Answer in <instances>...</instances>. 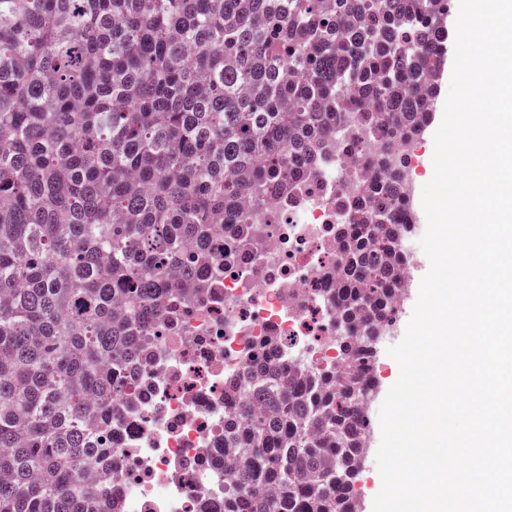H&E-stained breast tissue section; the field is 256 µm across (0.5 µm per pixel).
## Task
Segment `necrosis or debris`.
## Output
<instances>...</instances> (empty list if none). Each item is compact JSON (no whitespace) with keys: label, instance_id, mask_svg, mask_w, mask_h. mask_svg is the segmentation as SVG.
Instances as JSON below:
<instances>
[{"label":"necrosis or debris","instance_id":"1","mask_svg":"<svg viewBox=\"0 0 512 512\" xmlns=\"http://www.w3.org/2000/svg\"><path fill=\"white\" fill-rule=\"evenodd\" d=\"M419 147L413 138L385 144L349 117L317 165L273 188L248 223L225 222L223 236L210 239L212 287L165 308L127 376L132 399L113 405V453L94 470L111 473L123 512H224V416L249 390L246 366L273 362L337 382L339 229L383 150L404 165L406 201L395 221L416 223L411 160Z\"/></svg>","mask_w":512,"mask_h":512}]
</instances>
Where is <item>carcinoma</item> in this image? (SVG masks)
<instances>
[{
	"label": "carcinoma",
	"mask_w": 512,
	"mask_h": 512,
	"mask_svg": "<svg viewBox=\"0 0 512 512\" xmlns=\"http://www.w3.org/2000/svg\"><path fill=\"white\" fill-rule=\"evenodd\" d=\"M450 0H0V512H119L117 373L174 285L205 288L206 242L317 160L342 112L422 137ZM336 275L337 387L276 369L224 420V512H348L369 425L370 337L394 320L409 224L379 155Z\"/></svg>",
	"instance_id": "obj_1"
}]
</instances>
